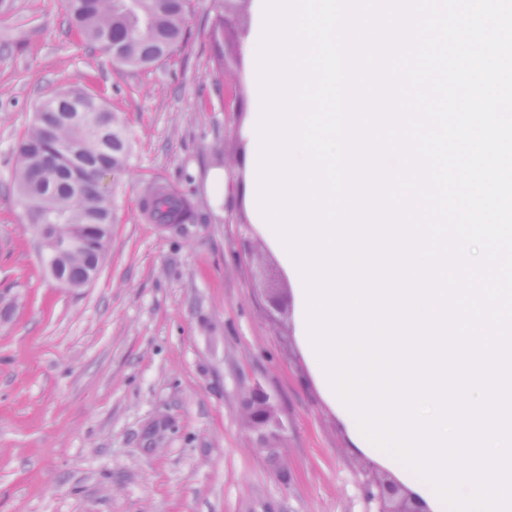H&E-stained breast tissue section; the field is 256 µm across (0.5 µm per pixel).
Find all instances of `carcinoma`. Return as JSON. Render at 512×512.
<instances>
[{"label":"carcinoma","instance_id":"1","mask_svg":"<svg viewBox=\"0 0 512 512\" xmlns=\"http://www.w3.org/2000/svg\"><path fill=\"white\" fill-rule=\"evenodd\" d=\"M69 26L87 43L127 69L162 64L185 38L189 0H65ZM21 167L15 176L26 219L41 237V260L61 284L79 288L92 280L112 238L114 198L98 191L99 169L117 179L127 169L130 141L124 121L100 96L64 89L44 99L18 145ZM149 192L142 205L155 224H193L190 197L169 186ZM71 247L51 251L57 241Z\"/></svg>","mask_w":512,"mask_h":512}]
</instances>
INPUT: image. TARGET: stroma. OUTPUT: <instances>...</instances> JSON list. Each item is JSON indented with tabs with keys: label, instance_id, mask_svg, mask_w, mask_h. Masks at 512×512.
Returning a JSON list of instances; mask_svg holds the SVG:
<instances>
[{
	"label": "stroma",
	"instance_id": "1",
	"mask_svg": "<svg viewBox=\"0 0 512 512\" xmlns=\"http://www.w3.org/2000/svg\"><path fill=\"white\" fill-rule=\"evenodd\" d=\"M215 20L214 0H191L187 42L128 70L69 31L63 0L0 6V512L377 510L376 471L348 453L295 342L287 275L241 198L211 203L208 170L236 178L243 150L252 0L218 39ZM67 85L103 97L131 139L112 240L80 288L43 267L14 183L36 106ZM155 182L193 199L188 233L142 214ZM257 382L285 425L274 456L244 420Z\"/></svg>",
	"mask_w": 512,
	"mask_h": 512
}]
</instances>
